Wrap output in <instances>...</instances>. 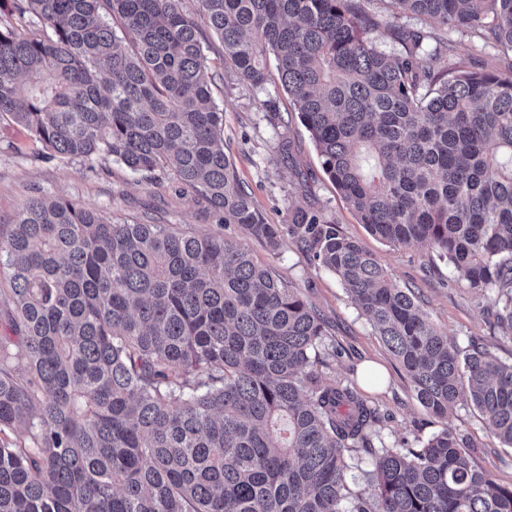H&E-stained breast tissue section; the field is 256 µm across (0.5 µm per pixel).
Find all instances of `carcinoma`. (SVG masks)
<instances>
[{"mask_svg":"<svg viewBox=\"0 0 512 512\" xmlns=\"http://www.w3.org/2000/svg\"><path fill=\"white\" fill-rule=\"evenodd\" d=\"M182 0H11L35 38L0 19V120L50 156L110 157L170 173L274 251L224 153L198 24ZM370 0H201L240 79L276 62L322 169L373 235L424 244L495 306L512 338V73L451 61L464 30L512 52V0H388L400 46L377 47ZM430 21L436 32L401 22ZM0 240V512H512L448 429L420 448L380 444L376 409L319 367L320 313L242 242L114 224L38 196ZM288 232L345 285L446 419L470 404L512 447V362L438 331L414 292L320 209ZM25 364V373L19 365ZM23 427L25 440L7 439Z\"/></svg>","mask_w":512,"mask_h":512,"instance_id":"1","label":"carcinoma"}]
</instances>
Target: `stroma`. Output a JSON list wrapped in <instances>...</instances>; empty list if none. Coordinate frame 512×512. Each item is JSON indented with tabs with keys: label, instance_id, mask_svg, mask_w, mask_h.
I'll return each instance as SVG.
<instances>
[{
	"label": "stroma",
	"instance_id": "stroma-1",
	"mask_svg": "<svg viewBox=\"0 0 512 512\" xmlns=\"http://www.w3.org/2000/svg\"><path fill=\"white\" fill-rule=\"evenodd\" d=\"M201 42L215 78L213 97L224 111V151L255 207L268 223L287 226L288 211L307 202L334 219L391 273L402 288L419 293L422 306L440 332L459 345L478 339L506 362L512 361V340L493 334L488 300L476 297L457 282L443 263H431L429 247H397L373 236L359 224L343 197L325 175L311 136L293 110V102L277 81L255 91L224 61V44L208 27ZM456 61L472 68L508 71L512 54L483 47L481 40L454 33ZM275 100L281 118L269 121L265 100ZM12 149L0 153V240L23 205L36 196H54L99 209L116 223L165 224L199 235H224L246 242L256 263L272 268L299 288L327 323V343L341 348L330 361L328 375L355 382L358 391L379 416L374 430L384 444L415 448L441 429L473 442L475 463L503 485H512V448L504 447L482 415L467 404L458 405L447 420L430 415L416 399L409 379L371 325L352 303L332 272L315 262L289 235L278 250L249 239L237 225L220 224V216L197 195L179 190L170 176L146 180L124 164L93 163L48 157L20 126L0 121V141ZM290 142L283 154L282 142Z\"/></svg>",
	"mask_w": 512,
	"mask_h": 512
}]
</instances>
